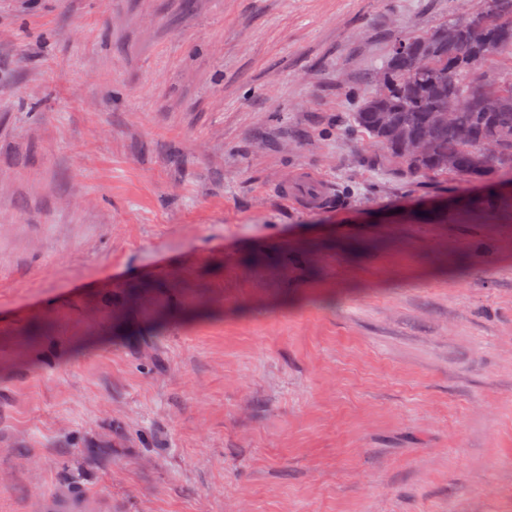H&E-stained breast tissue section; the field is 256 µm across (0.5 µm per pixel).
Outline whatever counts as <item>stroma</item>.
I'll use <instances>...</instances> for the list:
<instances>
[{
    "mask_svg": "<svg viewBox=\"0 0 512 512\" xmlns=\"http://www.w3.org/2000/svg\"><path fill=\"white\" fill-rule=\"evenodd\" d=\"M488 6L0 0V512H502L512 205L352 97ZM39 512H112V507L91 494L70 497H41Z\"/></svg>",
    "mask_w": 512,
    "mask_h": 512,
    "instance_id": "1",
    "label": "stroma"
}]
</instances>
